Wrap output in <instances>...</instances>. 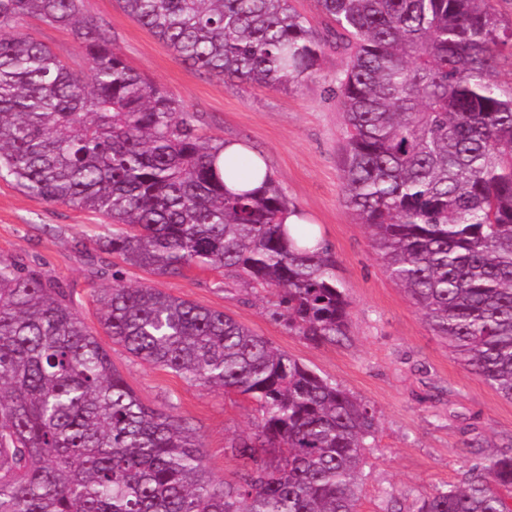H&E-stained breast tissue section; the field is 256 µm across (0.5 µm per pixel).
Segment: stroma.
Returning <instances> with one entry per match:
<instances>
[{"mask_svg":"<svg viewBox=\"0 0 512 512\" xmlns=\"http://www.w3.org/2000/svg\"><path fill=\"white\" fill-rule=\"evenodd\" d=\"M85 10L108 23L115 48L132 68L199 115L204 133L243 142L265 158L290 204L332 249L350 299L349 336L315 345L289 333L271 315L276 301L271 289L214 271L159 277L126 265L91 247L104 231L103 218L30 196L4 180L0 257L66 285L90 328L98 326L90 294L111 286L117 271L128 285L161 288L232 315L272 346L368 401L379 427L366 452L359 512H384L389 491L409 506L436 487L460 483L471 463L466 446L471 437H480L489 451L512 441V400L464 369L434 335L378 259L368 228L343 203L338 154L344 126L335 94L343 57L326 52L317 74L298 88L238 85L183 64L117 0H85ZM20 28L63 58L81 53L66 29L33 17L24 18ZM79 240L86 250L76 249ZM100 342L143 402L181 415L195 429L211 475L236 482L245 463L228 443L251 432L256 402L141 364L108 336Z\"/></svg>","mask_w":512,"mask_h":512,"instance_id":"35a3bbf8","label":"stroma"}]
</instances>
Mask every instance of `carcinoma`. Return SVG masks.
<instances>
[{
	"label": "carcinoma",
	"instance_id": "carcinoma-1",
	"mask_svg": "<svg viewBox=\"0 0 512 512\" xmlns=\"http://www.w3.org/2000/svg\"><path fill=\"white\" fill-rule=\"evenodd\" d=\"M498 0H119L183 62L272 90L299 87L327 46L346 129V206L394 282L457 360L512 400V24ZM66 28L76 69L19 30ZM224 141L116 51L84 0H0V179L104 217L93 245L158 276L224 272L278 292L273 315L313 344L348 336L350 301L328 244L293 237L262 156L220 170ZM255 190H229L224 178ZM98 323L132 357L253 398L255 431L229 448L237 483L208 472L200 437L145 404L67 289L0 259V512H357L374 408L220 310L112 275ZM413 512H512V442Z\"/></svg>",
	"mask_w": 512,
	"mask_h": 512
}]
</instances>
